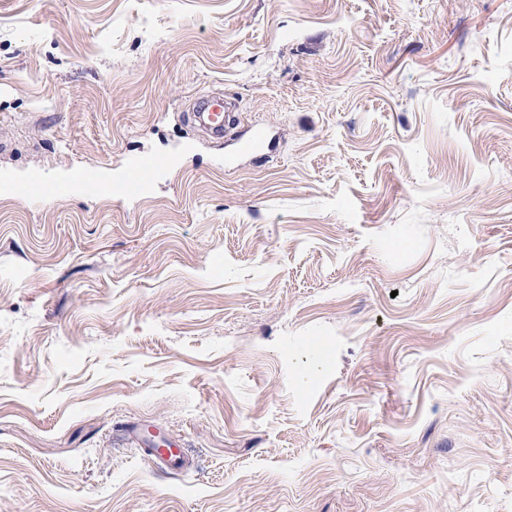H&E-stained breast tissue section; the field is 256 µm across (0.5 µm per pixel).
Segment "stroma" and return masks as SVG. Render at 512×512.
<instances>
[{
  "mask_svg": "<svg viewBox=\"0 0 512 512\" xmlns=\"http://www.w3.org/2000/svg\"><path fill=\"white\" fill-rule=\"evenodd\" d=\"M144 153L0 194V512H512V0H0V181ZM222 103V99L201 97L197 100L196 112H192L200 128L214 138H221L224 135V126L230 124L235 115L234 112H229L232 105L230 100H224V112L220 110ZM165 165L164 159L150 155H138L129 160L127 174L119 184L102 178L94 170L83 169L75 173L71 182L36 177L24 182L1 184L0 191L22 197L63 198L76 185L91 195L111 196L121 193L125 196L135 197L145 193L151 176L163 169ZM122 436L127 442L137 443L152 461L155 469L163 473H174L184 462L181 445L176 441H163L165 447H157L156 431L143 429L138 425H128L122 428Z\"/></svg>",
  "mask_w": 512,
  "mask_h": 512,
  "instance_id": "35a3bbf8",
  "label": "stroma"
}]
</instances>
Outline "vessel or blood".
Segmentation results:
<instances>
[{
  "label": "vessel or blood",
  "mask_w": 512,
  "mask_h": 512,
  "mask_svg": "<svg viewBox=\"0 0 512 512\" xmlns=\"http://www.w3.org/2000/svg\"><path fill=\"white\" fill-rule=\"evenodd\" d=\"M194 118L206 134L219 138L223 136L225 126L232 122L234 115L232 112L222 110L220 99L205 96L198 99ZM165 165L164 159L138 155L129 160L127 173L117 184L102 178L94 170L83 169L76 172L72 182L69 183L36 177L24 182L6 184L4 190L9 194L22 197L62 198L77 186L97 196L120 193L135 197L145 192L151 176L163 169ZM122 436L125 441L141 446L157 471L171 473L183 465L184 454L178 442L169 441L165 446H157L155 432L135 424L124 427Z\"/></svg>",
  "instance_id": "1"
}]
</instances>
